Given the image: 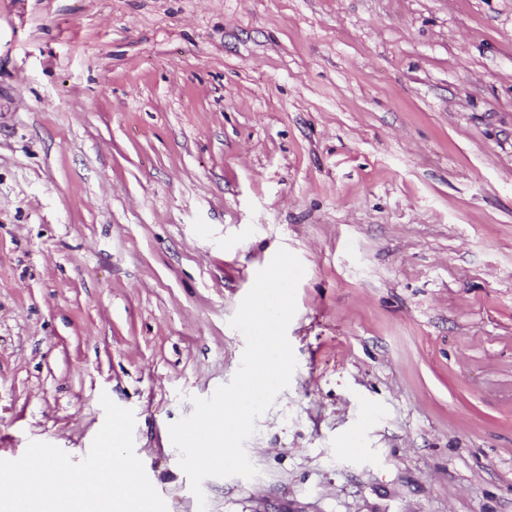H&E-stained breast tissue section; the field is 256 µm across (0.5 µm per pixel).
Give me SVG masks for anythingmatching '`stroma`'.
Instances as JSON below:
<instances>
[{
  "label": "stroma",
  "mask_w": 512,
  "mask_h": 512,
  "mask_svg": "<svg viewBox=\"0 0 512 512\" xmlns=\"http://www.w3.org/2000/svg\"><path fill=\"white\" fill-rule=\"evenodd\" d=\"M290 385L198 503L279 249ZM167 512H512V0H0V459L101 394Z\"/></svg>",
  "instance_id": "stroma-1"
}]
</instances>
